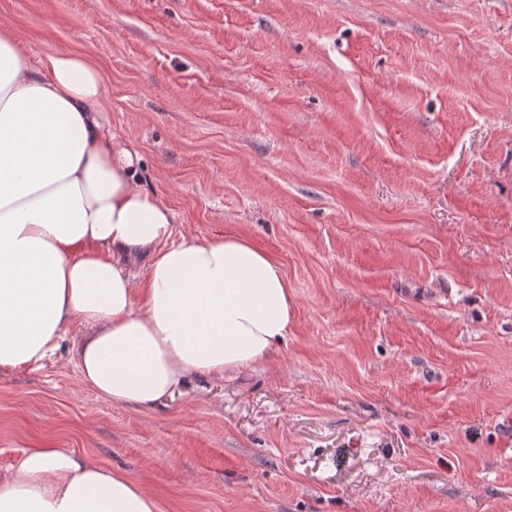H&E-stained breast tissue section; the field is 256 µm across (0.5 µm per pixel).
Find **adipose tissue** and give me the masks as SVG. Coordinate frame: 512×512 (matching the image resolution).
<instances>
[{
    "label": "adipose tissue",
    "instance_id": "adipose-tissue-1",
    "mask_svg": "<svg viewBox=\"0 0 512 512\" xmlns=\"http://www.w3.org/2000/svg\"><path fill=\"white\" fill-rule=\"evenodd\" d=\"M97 65L80 53L32 61L0 28V372L38 368L72 327L83 383L150 407L190 376L267 361L287 335L281 266L236 235H175L107 132ZM147 262L135 278L131 261ZM0 512H161L124 472L62 448H34L0 472Z\"/></svg>",
    "mask_w": 512,
    "mask_h": 512
}]
</instances>
